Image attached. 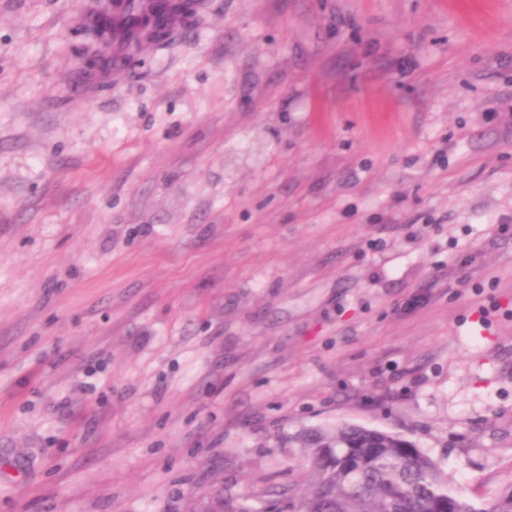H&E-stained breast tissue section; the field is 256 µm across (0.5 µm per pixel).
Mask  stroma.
Wrapping results in <instances>:
<instances>
[{
	"label": "stroma",
	"instance_id": "35a3bbf8",
	"mask_svg": "<svg viewBox=\"0 0 512 512\" xmlns=\"http://www.w3.org/2000/svg\"><path fill=\"white\" fill-rule=\"evenodd\" d=\"M0 0V512H266L348 422L512 489V0ZM145 7L146 6L143 5L136 12H134V8L129 7L128 12L121 14L120 19H118L117 21L114 22V18L112 19V21L109 18H107V20L105 22L108 21V23L113 28L119 26L120 28L124 29L125 33L127 35V38L129 40H133L134 38L137 37L140 29L143 26L147 25L146 23L142 22L139 18H137L144 11ZM131 10H132V12H131ZM105 22H103L99 17H93L91 20V24L94 27L95 32L97 30L99 31L100 30L99 26H101Z\"/></svg>",
	"mask_w": 512,
	"mask_h": 512
}]
</instances>
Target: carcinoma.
Instances as JSON below:
<instances>
[{"mask_svg": "<svg viewBox=\"0 0 512 512\" xmlns=\"http://www.w3.org/2000/svg\"><path fill=\"white\" fill-rule=\"evenodd\" d=\"M144 8L110 22L137 37ZM310 487L288 496V512H512V490L489 508L463 501L437 461L398 434L359 425L300 437Z\"/></svg>", "mask_w": 512, "mask_h": 512, "instance_id": "obj_1", "label": "carcinoma"}]
</instances>
